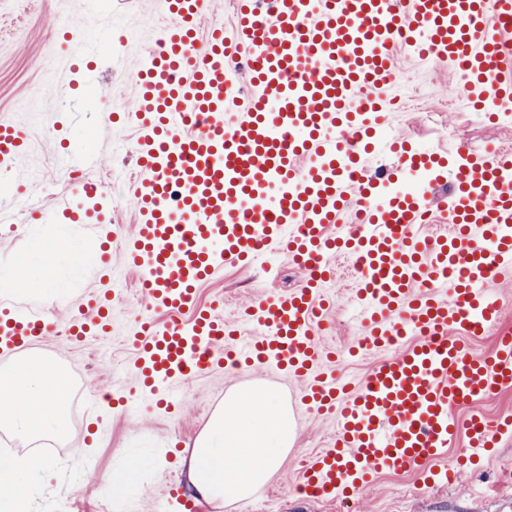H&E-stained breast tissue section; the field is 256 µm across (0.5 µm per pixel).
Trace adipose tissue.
Segmentation results:
<instances>
[{
  "label": "adipose tissue",
  "mask_w": 512,
  "mask_h": 512,
  "mask_svg": "<svg viewBox=\"0 0 512 512\" xmlns=\"http://www.w3.org/2000/svg\"><path fill=\"white\" fill-rule=\"evenodd\" d=\"M66 387L37 361L0 381V423L23 434L58 435L68 427ZM294 441L287 407L267 387L232 393L182 465L190 489L209 504L243 499L279 468ZM45 464L0 456V512H32Z\"/></svg>",
  "instance_id": "1"
}]
</instances>
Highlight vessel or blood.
<instances>
[{
  "label": "vessel or blood",
  "instance_id": "vessel-or-blood-1",
  "mask_svg": "<svg viewBox=\"0 0 512 512\" xmlns=\"http://www.w3.org/2000/svg\"><path fill=\"white\" fill-rule=\"evenodd\" d=\"M206 5L163 0L159 46L136 74V111L123 117L139 132L129 187L137 224L125 254L148 310L127 338L140 393L170 405L172 388L218 364L292 375L301 403L336 421L299 474L317 501L349 496L383 472L423 470L462 431L471 456L488 455L493 431H511L512 419L463 422L455 410L512 387V334L486 354L469 343L499 325L488 283L512 272V151L415 150L383 136L381 119L398 104L400 43L447 64L470 102L511 107L512 0H232V28L204 31ZM24 147L23 131L1 119V178ZM377 153L396 157L399 171L370 174ZM96 162L90 148L72 152L81 198L96 196L81 179ZM442 180L444 198L423 192ZM348 210L350 229L332 234ZM51 211L84 219L64 200L27 213L42 221ZM420 224L450 230L421 238ZM274 249L305 279L245 308L260 331L237 341L197 291ZM335 255L352 260L361 283L360 346L383 354L357 386L337 382L336 354L320 342ZM156 312L168 322L157 324ZM53 327L35 310L2 311L0 353L32 349ZM110 327L108 301L91 299L69 333Z\"/></svg>",
  "mask_w": 512,
  "mask_h": 512
}]
</instances>
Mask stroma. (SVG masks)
<instances>
[{
    "instance_id": "stroma-1",
    "label": "stroma",
    "mask_w": 512,
    "mask_h": 512,
    "mask_svg": "<svg viewBox=\"0 0 512 512\" xmlns=\"http://www.w3.org/2000/svg\"><path fill=\"white\" fill-rule=\"evenodd\" d=\"M92 5V0H0V118L27 133V149L16 162L27 194L46 202L72 198L64 156L88 138L99 145L98 162L88 177L117 188L102 205L112 211L118 239L108 256L94 255L85 264H74L71 254L100 237L101 227L94 219L80 224H0V279L10 278L24 287L25 261L43 251L50 277L64 285L51 300L36 294L24 298L28 308L47 312L55 324L54 331L30 350V358L65 365L81 380L74 398L79 412L71 416L65 437L54 440V453L45 457L51 475L42 484L35 512H101L105 502L111 503L112 512H192L188 504L194 500L180 459L223 407L228 392L253 385L274 388L283 396L294 420V445L267 482V494L256 493L219 509L196 502L193 512H266L271 502L276 512H512V433L498 436L492 453L464 466L454 481H427L412 471L380 475L351 497L331 503L298 492V469L303 455L324 448L336 424L301 404L296 397L300 383L287 374L268 368L242 374L214 368L176 387L186 403L172 413L138 397L136 353L124 338L143 314L144 303L122 245L137 222L129 193L136 171V133L132 127L109 122V113L84 109L88 90L83 72L56 46L71 21ZM105 9L128 30V39L108 53L101 50L103 35L97 32L87 36L82 47L90 53L98 91L111 98L112 111L131 112L136 107L138 65L158 43L161 2L107 0ZM395 57L405 91H417L418 96L386 113V131L434 150L462 141L476 148L490 141L512 144V114L501 115L495 123L483 111L469 108L458 77L446 64L421 61L401 46ZM60 237L66 240L65 248L47 251V244ZM335 264L337 275L327 288L335 308L322 340L340 354L334 366L337 377L356 384L377 357L348 353L364 334L362 315L350 301L353 283L344 259ZM105 266L117 290L114 324L109 333H91L74 342L66 333L69 318L100 292ZM302 279V271L288 258L265 253L249 265L225 268L221 277L201 286L198 299L203 304L223 300L225 319L234 320L254 300L297 288ZM103 392L127 397L128 403L108 409L99 399ZM132 456L143 461L136 483L118 492L104 488L102 472L122 468Z\"/></svg>"
}]
</instances>
